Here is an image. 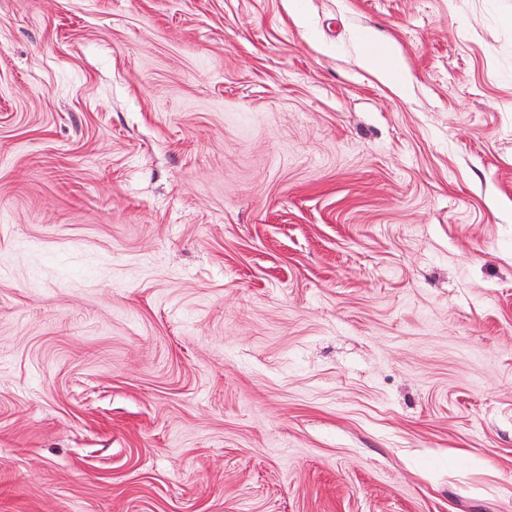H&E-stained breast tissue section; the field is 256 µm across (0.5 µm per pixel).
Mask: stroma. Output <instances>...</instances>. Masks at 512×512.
<instances>
[{
    "label": "stroma",
    "mask_w": 512,
    "mask_h": 512,
    "mask_svg": "<svg viewBox=\"0 0 512 512\" xmlns=\"http://www.w3.org/2000/svg\"><path fill=\"white\" fill-rule=\"evenodd\" d=\"M0 512H512V0H0Z\"/></svg>",
    "instance_id": "stroma-1"
}]
</instances>
